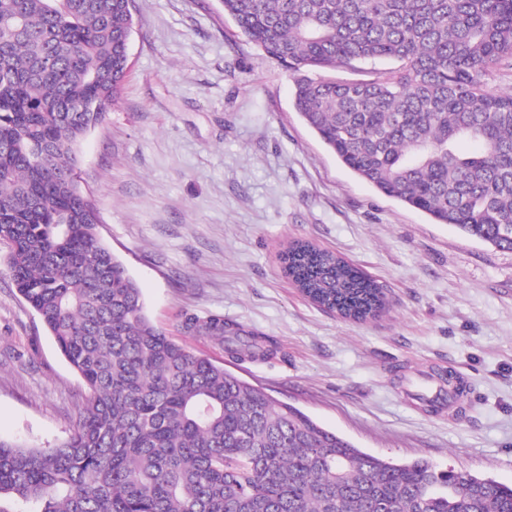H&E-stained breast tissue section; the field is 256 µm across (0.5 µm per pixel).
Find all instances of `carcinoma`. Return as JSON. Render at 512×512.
<instances>
[{"label":"carcinoma","instance_id":"1","mask_svg":"<svg viewBox=\"0 0 512 512\" xmlns=\"http://www.w3.org/2000/svg\"><path fill=\"white\" fill-rule=\"evenodd\" d=\"M266 57L295 71L356 61L367 79L295 78V108L336 158L437 224L512 251V0H221ZM129 0H0V241L9 277L89 390L49 448L0 438V512H512V487L363 452L157 328L100 240L77 147L110 115L128 65ZM462 139L483 152H458ZM285 271L354 321L382 289L334 253L292 243ZM181 328L232 358L272 342L224 316Z\"/></svg>","mask_w":512,"mask_h":512}]
</instances>
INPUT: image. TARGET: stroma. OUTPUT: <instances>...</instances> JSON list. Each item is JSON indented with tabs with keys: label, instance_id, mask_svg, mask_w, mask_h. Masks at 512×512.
Returning a JSON list of instances; mask_svg holds the SVG:
<instances>
[{
	"label": "stroma",
	"instance_id": "1",
	"mask_svg": "<svg viewBox=\"0 0 512 512\" xmlns=\"http://www.w3.org/2000/svg\"><path fill=\"white\" fill-rule=\"evenodd\" d=\"M129 69L107 125L79 151L102 241L158 328L365 452L512 485V251L437 224L345 167L299 117L294 73L219 0H134ZM335 251L384 289V315L341 320L282 269L287 245ZM0 242V437L65 440L88 394L6 272ZM217 313L272 341L232 359L181 329ZM452 371L455 413L409 394Z\"/></svg>",
	"mask_w": 512,
	"mask_h": 512
}]
</instances>
